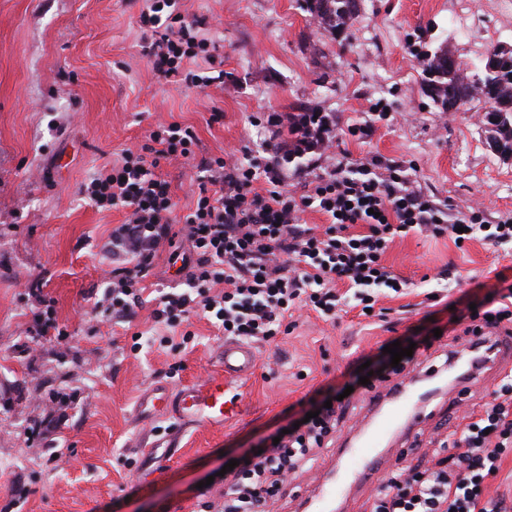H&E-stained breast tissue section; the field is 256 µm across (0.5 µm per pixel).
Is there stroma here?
I'll use <instances>...</instances> for the list:
<instances>
[{
  "label": "stroma",
  "mask_w": 512,
  "mask_h": 512,
  "mask_svg": "<svg viewBox=\"0 0 512 512\" xmlns=\"http://www.w3.org/2000/svg\"><path fill=\"white\" fill-rule=\"evenodd\" d=\"M477 2L480 22L464 31L454 0H361L339 42L303 0H184L206 18L224 60L222 86L185 89L154 75L138 9L123 0H0V512H214L229 460L345 389L354 396L337 441L366 422L386 391L367 390L360 367L377 378L390 372L386 346L413 342L403 376L419 378L455 351L472 312L496 308L512 285V244L458 247L412 233L385 254L407 283L404 296L381 299L387 321L355 309L333 321L296 311L295 329L267 345L252 376L228 383L238 402L223 426L151 416L141 402L155 386L175 394L220 371L224 333L192 321V341L174 352L138 344L151 306L119 324L94 310L108 279L101 247L124 213L97 210L78 193L172 121L194 127L201 152L272 156L288 130L272 128L268 114L303 104L330 116L337 148L310 151L304 169L281 164L286 189L300 191L336 159L377 155L410 163L449 219L472 210L478 223H502L512 218V161L491 150L475 109L443 112L421 91L420 60L440 41L471 66L512 45V0ZM32 286L54 300L63 335H38ZM500 379L499 369L482 371L459 405L447 392L433 396L426 420L385 453L344 512H364L393 470L423 465L430 429L454 426ZM336 459L335 448L324 449L289 483L277 512H297Z\"/></svg>",
  "instance_id": "35a3bbf8"
}]
</instances>
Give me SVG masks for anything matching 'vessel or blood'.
I'll list each match as a JSON object with an SVG mask.
<instances>
[{"label": "vessel or blood", "instance_id": "obj_1", "mask_svg": "<svg viewBox=\"0 0 512 512\" xmlns=\"http://www.w3.org/2000/svg\"><path fill=\"white\" fill-rule=\"evenodd\" d=\"M224 367L200 384L186 386L177 399L163 390L150 398L153 410L166 411L207 426H220L227 412L226 383L248 377L256 363L250 346L236 341L224 344ZM419 401L414 382L404 383L399 391L382 401L370 421L360 428L340 451L338 465L331 468L307 502L308 512H330L329 506L344 497L352 485L371 479L382 458V447L391 438L405 434L419 419Z\"/></svg>", "mask_w": 512, "mask_h": 512}]
</instances>
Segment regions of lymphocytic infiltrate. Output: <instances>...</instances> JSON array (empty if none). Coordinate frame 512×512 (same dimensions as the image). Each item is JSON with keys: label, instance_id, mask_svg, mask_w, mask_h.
I'll return each mask as SVG.
<instances>
[{"label": "lymphocytic infiltrate", "instance_id": "f902f5d3", "mask_svg": "<svg viewBox=\"0 0 512 512\" xmlns=\"http://www.w3.org/2000/svg\"><path fill=\"white\" fill-rule=\"evenodd\" d=\"M140 41L158 78L185 88L211 84L219 63L206 23L183 11L182 0H140ZM193 127L178 122L157 126L140 150L96 172L80 193L99 210L120 208L105 249L112 255L100 307L113 319L131 322L144 303L146 281L156 260L184 274L186 289L163 292L151 312L163 329L160 346L177 351L190 335L173 337L190 318L216 322L226 339L269 344L290 310L308 307L332 318L349 303L374 309L377 287L397 279L384 263L395 239L416 231L454 244L479 239L512 243V225L477 224L467 216L449 220L446 209L418 188L396 162L371 157L358 165L338 163L308 180L303 194L283 189L274 161L232 155L198 157ZM195 162L192 202L176 209L168 181L154 172L161 161ZM265 188H257L258 179ZM315 208L324 224H302ZM512 325V290L489 317L468 326V356L482 368L499 352L494 330ZM479 412H469L459 431L441 446L446 464L438 469L401 471L374 496L370 512H512L488 497V481L512 454V369ZM335 408L266 443L224 476L223 512H273L282 486L311 469L336 433Z\"/></svg>", "mask_w": 512, "mask_h": 512}]
</instances>
